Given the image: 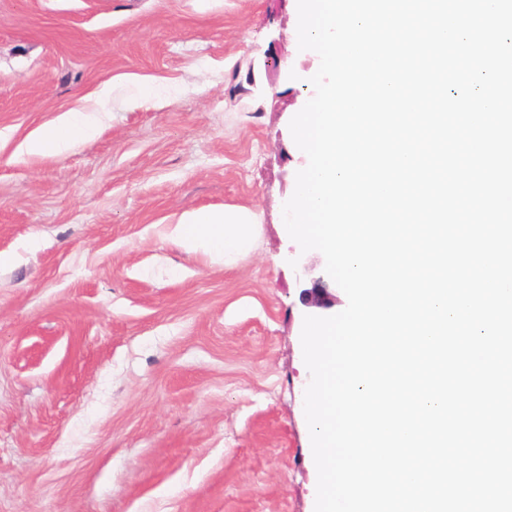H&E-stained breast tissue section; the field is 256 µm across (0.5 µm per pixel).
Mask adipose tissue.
I'll return each instance as SVG.
<instances>
[{
    "label": "adipose tissue",
    "instance_id": "1",
    "mask_svg": "<svg viewBox=\"0 0 512 512\" xmlns=\"http://www.w3.org/2000/svg\"><path fill=\"white\" fill-rule=\"evenodd\" d=\"M99 131L95 113L67 112L42 126L23 141L21 153L29 156H61ZM260 233L252 213L243 207H224L185 212L179 223L169 225V239L189 252H201L214 262L234 264L248 253Z\"/></svg>",
    "mask_w": 512,
    "mask_h": 512
}]
</instances>
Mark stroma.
<instances>
[{
  "instance_id": "obj_1",
  "label": "stroma",
  "mask_w": 512,
  "mask_h": 512,
  "mask_svg": "<svg viewBox=\"0 0 512 512\" xmlns=\"http://www.w3.org/2000/svg\"><path fill=\"white\" fill-rule=\"evenodd\" d=\"M297 0H0V512H314L289 124ZM276 49L285 68L266 65ZM103 103L90 93L104 82ZM99 109L63 157L20 153ZM240 206L235 265L165 227ZM98 131L99 121L95 113L89 110L65 112L54 123L42 126L23 141L19 150L29 156H62L81 142L93 138Z\"/></svg>"
}]
</instances>
